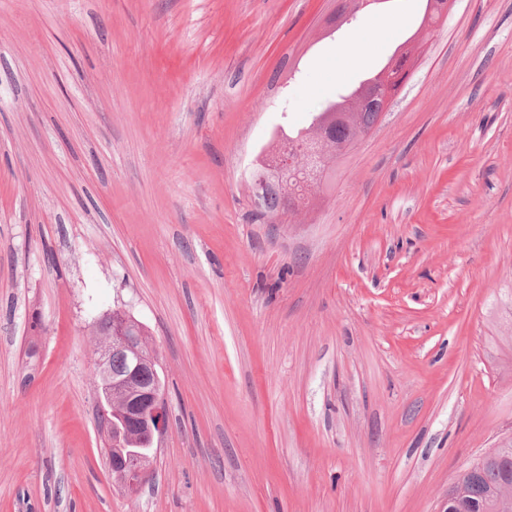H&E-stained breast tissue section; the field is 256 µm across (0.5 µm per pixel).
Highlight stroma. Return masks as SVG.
I'll return each mask as SVG.
<instances>
[{"mask_svg":"<svg viewBox=\"0 0 512 512\" xmlns=\"http://www.w3.org/2000/svg\"><path fill=\"white\" fill-rule=\"evenodd\" d=\"M0 0V512H446L512 437V0ZM414 47L309 201L280 130ZM112 308L170 421L139 493L95 418ZM320 142L321 141L318 139H314V143L310 142L306 145L295 147L289 151L288 146H284L281 151H275L267 158L268 165L273 171L281 175H288V180L286 179L285 183L288 186V189H290L291 185L294 183L295 177L288 172H291L294 168L298 167V161L303 154L310 156L311 154L318 153ZM266 189V183H256L254 185V200L266 192L261 206L257 208L258 215L261 218L277 217L279 214L283 216L294 209L285 203L282 187L273 183L268 186L267 191ZM112 319V322L114 320H124L128 327L134 331L136 336H138L139 344L143 345L145 347V352L148 353L150 350L155 352V349L152 347L151 343L148 340V334L145 329V327L134 317H132L130 314H127L125 312H122L120 310H112V313H105L98 317L96 321L93 322L94 326V332L96 333H102L108 331V328L106 327L107 321Z\"/></svg>","mask_w":512,"mask_h":512,"instance_id":"35a3bbf8","label":"stroma"}]
</instances>
